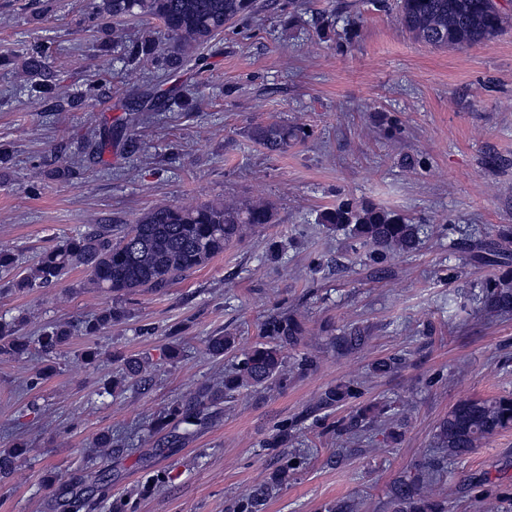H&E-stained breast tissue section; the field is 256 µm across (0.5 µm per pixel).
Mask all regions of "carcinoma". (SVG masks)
<instances>
[{
    "instance_id": "obj_1",
    "label": "carcinoma",
    "mask_w": 512,
    "mask_h": 512,
    "mask_svg": "<svg viewBox=\"0 0 512 512\" xmlns=\"http://www.w3.org/2000/svg\"><path fill=\"white\" fill-rule=\"evenodd\" d=\"M112 16L139 14L160 23L171 41L170 65L185 61L183 52L201 47L236 22L260 11L259 0H110ZM397 20L419 42L431 47H474L499 35L512 25V16L494 10L489 0H397ZM256 139L273 154L307 135L305 128L272 122L254 131ZM275 223L271 202L264 198L205 201L196 205H157L129 225L117 239L107 228L76 231L47 247L28 272L12 279L21 293L48 288L77 268H84L83 287L115 296L132 295L141 288H164L186 274L200 269L224 249L252 229ZM317 223L347 233L353 240L369 244L374 254L409 252L419 245L424 227L372 202L346 199L319 213ZM512 257V225L504 224L492 238L478 243L477 258L507 266ZM18 266L16 254L0 248V274L8 276ZM482 307L489 318L512 315V270H506L483 285ZM120 317L117 308H106L86 322V332L96 336L112 328ZM308 335L303 318L288 311L266 320L260 328L261 340L240 354L233 371L215 386L202 388L195 407L176 406L170 416L193 426L201 411L247 391L281 387L288 381L285 350L298 345ZM71 338L64 324L48 327L32 337L21 333L14 321H0V355L21 357L36 349L44 361L54 360ZM231 336H212L208 350L222 356L234 349ZM339 351L363 344L357 327L332 338ZM359 395L352 382L330 387L320 396L318 407H336ZM388 419L369 417L361 411L342 429L357 434L361 428H379ZM512 429V394L488 399H465L444 417L436 434V451L448 460H462L490 439ZM29 452L18 445L0 455V478L10 475L15 459ZM437 483L431 466L413 477L395 482L386 504L388 512H448V494H429Z\"/></svg>"
}]
</instances>
